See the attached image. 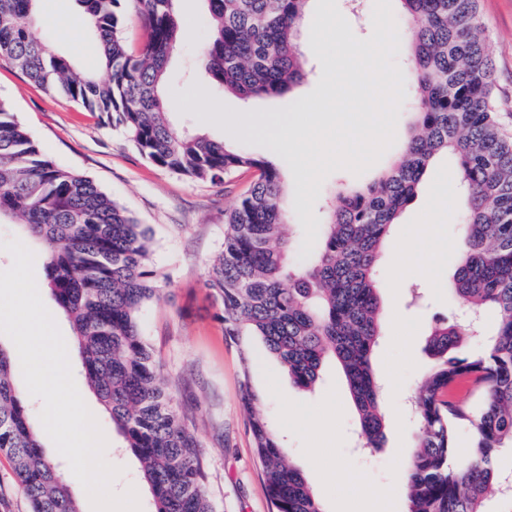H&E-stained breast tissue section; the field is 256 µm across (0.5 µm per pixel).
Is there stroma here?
I'll return each mask as SVG.
<instances>
[{
    "mask_svg": "<svg viewBox=\"0 0 512 512\" xmlns=\"http://www.w3.org/2000/svg\"><path fill=\"white\" fill-rule=\"evenodd\" d=\"M347 23L331 25L330 17L310 0L302 22L300 50L307 76L290 94L248 102L224 94L198 64V50L206 35V14L200 0H179L189 33L175 52L164 97L170 120L178 130L202 132L234 146L248 144L252 152L273 162L284 182L283 207L295 249L291 262L305 254L306 205L300 197L305 170L291 162L289 152L276 149L273 137L247 132L239 117L290 114L294 127L314 122L328 125L333 114L320 109L310 114L318 94L331 93L322 78L335 60L316 57L318 30L333 26V36L349 52L347 36L368 39L373 32L374 0H363V11L351 15L347 0H336ZM38 31L58 52L76 65L89 66L97 54L93 30L65 25L62 15H80L78 0H39ZM486 48L495 72L499 122L512 137V0H479ZM0 100L32 134L40 148L61 167L92 178L114 201L152 230L150 266L161 276V300L141 313L143 336L162 365V383L174 404L194 430L204 454L208 492L218 512H270L262 469L241 403V361L238 345L226 340L218 318L219 307L203 283L213 259L224 246V211L248 189L253 172L240 171L216 181H199L160 169L143 158L121 129L103 123L69 99L46 92L0 59ZM412 98L399 112L396 141L362 175L347 170L330 174L321 185L313 207L326 222L332 196L347 184L371 183L398 155L409 136ZM457 207L432 212L414 200L393 225L389 242L413 248L415 232L429 218L442 220L440 248L448 269H456L462 244ZM390 256H383L379 276L380 298L389 317L372 364L384 384L385 441L364 451L356 441L357 412L338 362L327 359L321 380L305 390L289 381L274 356L257 358L252 368L256 407L283 438L289 461L306 477L322 512H353L360 487L372 488L380 512H405V477L418 426L408 408V397L433 366L424 351L425 335L438 319H452L457 304L449 286H439L421 273L402 281L391 275ZM101 430L107 446L104 457L119 467L112 483L115 493L135 489L141 512H153V499L140 475L137 459L110 425ZM345 479H337V468Z\"/></svg>",
    "mask_w": 512,
    "mask_h": 512,
    "instance_id": "obj_1",
    "label": "stroma"
}]
</instances>
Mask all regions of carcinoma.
<instances>
[{"label":"carcinoma","instance_id":"obj_1","mask_svg":"<svg viewBox=\"0 0 512 512\" xmlns=\"http://www.w3.org/2000/svg\"><path fill=\"white\" fill-rule=\"evenodd\" d=\"M36 2L0 0V59L99 113L156 167L212 181L257 172L225 213L224 248L204 286L220 302L224 335L241 346L242 405L272 512L322 510L255 409L251 349L243 338L261 337L288 378L305 389L319 380L326 357L337 359L364 447H382V383L372 366L386 320L376 279L382 245L434 160H456L464 241L452 286L476 327L465 320L429 326L424 350L434 365L411 396L419 435L406 471V512H488L512 485L497 466L500 454L512 449V140L496 122L478 0H400L413 28L410 135L371 184L335 194L319 248L293 265L280 170L242 146L183 134L170 123L163 88L184 29L176 0H78L99 38L97 65L110 72L106 81L92 68L75 69L39 37ZM204 2L209 33L199 62L213 84L250 99L282 96L302 83L298 35L308 0ZM131 15L147 32L137 53L123 36ZM2 219L42 247L46 286L71 323L85 378L139 461L155 512H216L200 444L160 383L161 366L139 328L144 305L160 299L150 269V228L91 178L59 167L0 102ZM491 311L496 323L487 349L459 355L473 331L485 333ZM14 376L0 348V452L12 460L31 512H79L44 454ZM460 426L472 432L461 458L454 444Z\"/></svg>","mask_w":512,"mask_h":512}]
</instances>
